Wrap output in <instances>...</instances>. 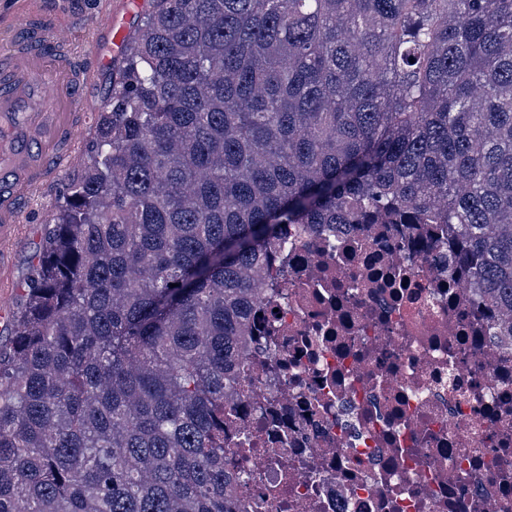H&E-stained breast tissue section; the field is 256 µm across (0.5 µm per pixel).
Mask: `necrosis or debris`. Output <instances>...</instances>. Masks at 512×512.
I'll return each mask as SVG.
<instances>
[{
  "mask_svg": "<svg viewBox=\"0 0 512 512\" xmlns=\"http://www.w3.org/2000/svg\"><path fill=\"white\" fill-rule=\"evenodd\" d=\"M283 232L288 285L253 308L224 415V468L254 475L234 512H506L512 340L447 249L401 224Z\"/></svg>",
  "mask_w": 512,
  "mask_h": 512,
  "instance_id": "4bbe7bcc",
  "label": "necrosis or debris"
}]
</instances>
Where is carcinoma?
Wrapping results in <instances>:
<instances>
[{"label": "carcinoma", "instance_id": "1", "mask_svg": "<svg viewBox=\"0 0 512 512\" xmlns=\"http://www.w3.org/2000/svg\"><path fill=\"white\" fill-rule=\"evenodd\" d=\"M0 352V512H232L282 226L430 224L512 339V0H151Z\"/></svg>", "mask_w": 512, "mask_h": 512}]
</instances>
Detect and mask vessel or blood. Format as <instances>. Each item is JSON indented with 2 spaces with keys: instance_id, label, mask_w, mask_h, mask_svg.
I'll use <instances>...</instances> for the list:
<instances>
[{
  "instance_id": "b4317fda",
  "label": "vessel or blood",
  "mask_w": 512,
  "mask_h": 512,
  "mask_svg": "<svg viewBox=\"0 0 512 512\" xmlns=\"http://www.w3.org/2000/svg\"><path fill=\"white\" fill-rule=\"evenodd\" d=\"M66 13L15 0L0 14V240L23 206L69 160L95 110L82 97L91 71Z\"/></svg>"
}]
</instances>
